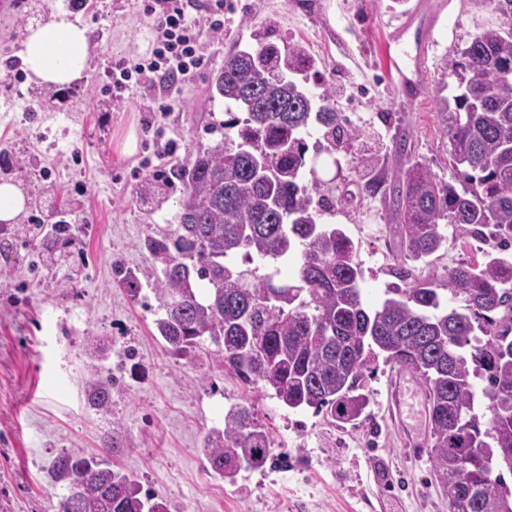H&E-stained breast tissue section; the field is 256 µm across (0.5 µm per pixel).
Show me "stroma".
Listing matches in <instances>:
<instances>
[{"label": "stroma", "instance_id": "obj_1", "mask_svg": "<svg viewBox=\"0 0 512 512\" xmlns=\"http://www.w3.org/2000/svg\"><path fill=\"white\" fill-rule=\"evenodd\" d=\"M152 0H90L65 11L62 0L11 8L0 0V81L5 62L21 48L29 24L67 12L87 27L88 68L75 96L27 81L9 86L0 106V150L18 164L8 181L27 205L12 226L13 251L0 265V512H58L59 486L50 477L64 451L102 453L112 440L113 469L135 473L144 491L166 498L170 512H448L430 454L415 455L413 439L430 434L422 381L405 373L400 406L390 400L397 366L377 357L366 374L369 396L362 423L343 424L313 409L291 410L274 398L247 392L208 364L173 356L156 334L161 316L152 282L131 297L116 266L152 269L145 238L174 221L183 187L170 185L163 203L140 198L146 160L157 141L176 145L170 168L185 166L198 149L220 142L224 101L211 97L210 77L234 46L301 43L313 59L306 87L334 91L360 136L354 153L339 154L341 172L328 186L335 209L323 223L339 224L355 243L364 273V300L374 305L395 282L387 256L398 238L381 199L342 203L362 171L357 154L394 148L397 130L408 148L433 162L443 179L445 141L437 102L458 92L442 61L481 30L502 19L485 0H446L435 20V41L417 73L423 95L397 93L396 48L389 36L417 0H224V35L203 37L202 65L179 97L133 86L110 94L105 75L113 62L148 55L154 32L146 18ZM80 111H72V104ZM82 183L75 213L87 229L69 264L40 256L33 217H59L56 193ZM478 240L449 229L448 242L429 269L442 275L477 258ZM109 393L108 409L92 403V382ZM254 403L258 420L288 461L243 470L229 483L210 473L201 454L208 432L223 426L233 405Z\"/></svg>", "mask_w": 512, "mask_h": 512}]
</instances>
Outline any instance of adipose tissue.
<instances>
[{
    "mask_svg": "<svg viewBox=\"0 0 512 512\" xmlns=\"http://www.w3.org/2000/svg\"><path fill=\"white\" fill-rule=\"evenodd\" d=\"M88 54L86 29L57 13L28 26L18 57L30 81L62 90L84 79Z\"/></svg>",
    "mask_w": 512,
    "mask_h": 512,
    "instance_id": "obj_1",
    "label": "adipose tissue"
}]
</instances>
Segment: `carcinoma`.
<instances>
[{"instance_id": "carcinoma-1", "label": "carcinoma", "mask_w": 512, "mask_h": 512, "mask_svg": "<svg viewBox=\"0 0 512 512\" xmlns=\"http://www.w3.org/2000/svg\"><path fill=\"white\" fill-rule=\"evenodd\" d=\"M498 27L476 34L443 69L460 93L440 112L446 153L461 187L408 152L358 158L360 191L388 201L400 249L390 253L402 285L370 310L352 239L320 216L335 203L317 168L339 167L350 152L347 118L325 88L307 94L288 79L312 62L296 43L235 48L214 84L224 99V138L199 150L171 177L184 196L168 231L145 240L162 263L152 271L163 314L155 328L172 354L206 359L245 390L291 410L312 408L356 423L369 403L362 392L377 353L423 381L430 403L431 457L448 512H512V0H494ZM317 126L326 145L306 182V136ZM395 168L393 182L387 171ZM169 177V178H171ZM169 178H149L140 194H162ZM488 230L504 253L464 261L438 279L417 266L448 241L444 228ZM67 229L43 252L53 263L70 253ZM264 263L256 274L236 255ZM295 259L291 274L281 267ZM494 410L488 423L480 410ZM208 470L232 483L242 469L274 460L269 432L254 407L237 404L224 427L207 434ZM499 474L486 477L487 465ZM51 477L62 484L59 512H167V500L100 457L58 455Z\"/></svg>"}]
</instances>
